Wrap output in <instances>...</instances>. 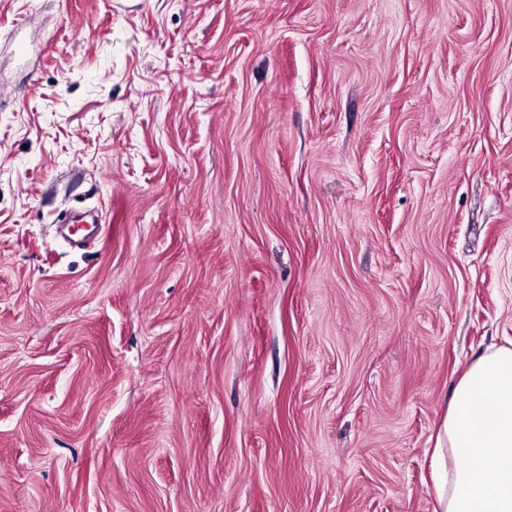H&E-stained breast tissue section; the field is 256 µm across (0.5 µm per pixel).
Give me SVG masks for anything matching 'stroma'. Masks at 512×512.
<instances>
[{
    "label": "stroma",
    "mask_w": 512,
    "mask_h": 512,
    "mask_svg": "<svg viewBox=\"0 0 512 512\" xmlns=\"http://www.w3.org/2000/svg\"><path fill=\"white\" fill-rule=\"evenodd\" d=\"M512 344V0H0V512H434Z\"/></svg>",
    "instance_id": "1"
}]
</instances>
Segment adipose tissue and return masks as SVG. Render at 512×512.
Listing matches in <instances>:
<instances>
[{"mask_svg":"<svg viewBox=\"0 0 512 512\" xmlns=\"http://www.w3.org/2000/svg\"><path fill=\"white\" fill-rule=\"evenodd\" d=\"M434 512H512V349L477 357L436 428ZM467 458L464 467L450 466Z\"/></svg>","mask_w":512,"mask_h":512,"instance_id":"adipose-tissue-1","label":"adipose tissue"}]
</instances>
